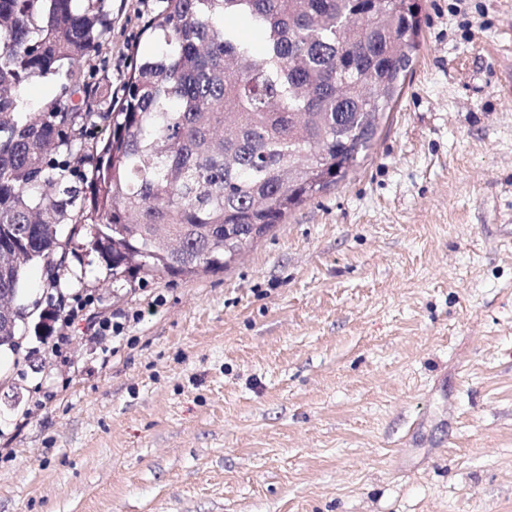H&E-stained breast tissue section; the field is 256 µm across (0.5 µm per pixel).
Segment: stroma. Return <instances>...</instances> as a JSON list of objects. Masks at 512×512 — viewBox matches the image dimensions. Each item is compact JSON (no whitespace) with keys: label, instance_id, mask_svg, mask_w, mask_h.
<instances>
[{"label":"stroma","instance_id":"stroma-1","mask_svg":"<svg viewBox=\"0 0 512 512\" xmlns=\"http://www.w3.org/2000/svg\"><path fill=\"white\" fill-rule=\"evenodd\" d=\"M373 149L228 269L30 268L0 512H512V0H420ZM162 0H109L119 96ZM92 297L54 356L53 293ZM114 337L88 342V322Z\"/></svg>","mask_w":512,"mask_h":512}]
</instances>
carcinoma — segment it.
<instances>
[{"label":"carcinoma","mask_w":512,"mask_h":512,"mask_svg":"<svg viewBox=\"0 0 512 512\" xmlns=\"http://www.w3.org/2000/svg\"><path fill=\"white\" fill-rule=\"evenodd\" d=\"M101 2L0 0V351L17 350L27 268L65 259L62 224L89 225L114 281L240 260L368 156L419 47L418 0H164L76 187L45 159L94 116L79 70L107 31ZM238 18L254 38L224 24ZM31 77L64 98L23 110Z\"/></svg>","instance_id":"1"}]
</instances>
